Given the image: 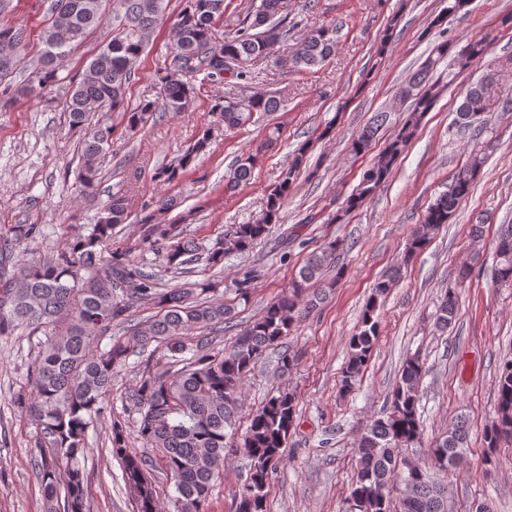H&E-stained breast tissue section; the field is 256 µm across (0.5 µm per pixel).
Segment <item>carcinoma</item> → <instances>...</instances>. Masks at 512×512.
Segmentation results:
<instances>
[{
	"mask_svg": "<svg viewBox=\"0 0 512 512\" xmlns=\"http://www.w3.org/2000/svg\"><path fill=\"white\" fill-rule=\"evenodd\" d=\"M124 10L126 27L89 62L82 81L67 102L72 124H85L90 113L106 108L124 110L126 88L134 67L164 12V0H117ZM288 0H261L251 6L234 35L224 40L220 55L243 63L233 78L246 80L260 59L275 57L277 47L288 41V30L280 15ZM53 20L43 31L44 51L34 79L24 89L8 86L0 99L37 95L57 81L56 62L79 44L88 32L104 23L101 0H54ZM225 0H186L175 23L171 60L158 82L166 112H187L195 102L196 90L190 78L199 72L210 78H224V70L212 66L209 44L214 23L224 18ZM24 32L0 24V76H7L20 64ZM493 38L486 34L469 41L458 51L443 41L437 44L399 88V96L411 101L413 111L398 134L364 171L345 206L332 215L338 223L346 213L360 207L384 182L392 166L412 140L422 118L430 112L445 86L432 79L445 58L448 83L483 55ZM336 50V27L311 28L297 43L289 58L277 62L306 70L327 62ZM491 83L483 79L471 84L457 109L456 125L479 132L487 128V102ZM158 104L146 100L135 111L125 113L129 128L146 124ZM278 101L265 95L228 96L214 99L210 111L220 112L230 129L248 124L256 112H274ZM390 118L375 113L351 142L359 155L371 146L378 130ZM112 141V129L100 128L84 143L82 179L88 192L96 187L99 160ZM211 142V130L204 128L176 164L156 172L155 179L174 182L180 172ZM308 146L300 147L279 181L266 197V206L255 221L232 224L223 238L206 252L208 264L217 266L224 257L243 255L269 232L293 184L303 170ZM486 153L473 152L456 169L448 190L427 208L421 228L406 244L400 266L374 285L364 312L362 326L349 340L348 360L341 375V391H352L367 365L379 337L375 313L379 300L393 288L407 265L424 248L430 233L452 218L457 206L471 193ZM253 154L241 158L226 182L233 193L250 181L256 167ZM177 198L166 196L156 209L145 213L140 223L155 235L153 245L163 256L166 268L183 270L198 255L199 247L179 229L181 217L167 227L155 223L156 216L176 209ZM128 219L125 199L119 195L102 209L98 224L88 236L69 240L40 259H13L0 249V336L26 324L45 331L30 373V388L14 394L16 408L37 422L41 454L36 463L48 512H89L85 494V451L90 424L104 414L105 398L116 370L129 356L156 343L164 350L146 364L129 394L136 417L128 423L111 421L110 453L122 463L123 479L138 512H157L154 472L174 483V512H207L212 482L224 464V451L243 453L249 460L246 479L235 490V512H266L269 480L281 457V449L297 428L296 396L281 391L271 396L253 414L240 441L231 440L226 429L234 428L243 386L260 355L290 335L303 321L306 289L319 280L324 269L335 263L341 246L332 240L320 252L311 254L289 285L287 293L270 304L263 314L237 335L231 349H215L213 337L194 336L195 330H224L233 320L232 309L216 293L212 283H194L171 288L158 287L157 280L143 273L129 257V251L103 248L112 241V230ZM496 280L512 286V224L501 225L494 242ZM146 300L158 309L155 316L134 324L125 340L99 350L97 337L112 330V323L138 302ZM457 315L456 288L450 286L436 309V328L446 332ZM65 331L58 334V327ZM425 367L417 355L406 358L400 375L387 398L386 408L360 435L355 479L346 499L345 512H448V472L456 470L468 448L466 421L459 419L432 443V453L442 477H433L419 464L400 457L404 447L421 442L422 421L418 411L420 385ZM496 417L485 432L487 447L512 442V357L498 366ZM132 428L143 447L153 456L137 455L126 445L127 428Z\"/></svg>",
	"mask_w": 512,
	"mask_h": 512,
	"instance_id": "carcinoma-1",
	"label": "carcinoma"
}]
</instances>
